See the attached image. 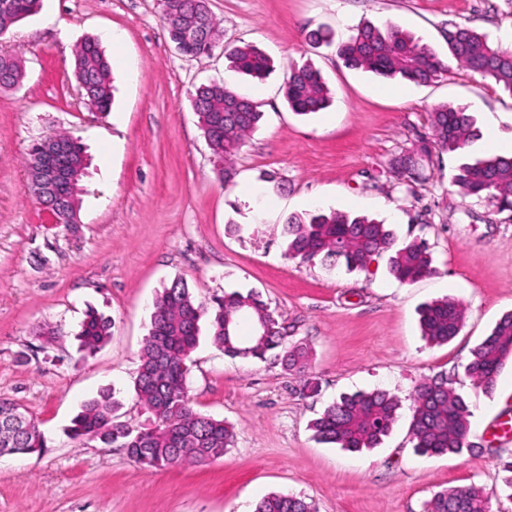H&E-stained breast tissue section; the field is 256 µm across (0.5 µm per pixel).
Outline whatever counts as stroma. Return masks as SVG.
Returning <instances> with one entry per match:
<instances>
[{
	"label": "stroma",
	"mask_w": 512,
	"mask_h": 512,
	"mask_svg": "<svg viewBox=\"0 0 512 512\" xmlns=\"http://www.w3.org/2000/svg\"><path fill=\"white\" fill-rule=\"evenodd\" d=\"M220 23L211 55L182 56L158 0H43L41 11L0 36L26 77L0 93V398L24 405L47 438L41 454L0 457V512H251L284 492L315 512H423L442 490L476 487L487 512H512V444L489 429L512 410V362L494 386L465 374L474 347L512 311V212L462 197L461 163L512 155V94L462 69L445 32L459 24L512 50V0H209ZM396 26L429 45L447 70L434 82L386 81L346 68L336 40L352 28ZM124 40L113 47V32ZM99 38L112 65L114 103L86 107L72 51ZM250 43L274 62L257 81L229 66L225 50ZM318 68L333 91L324 111L289 112L282 86L291 64ZM229 81L264 116L231 163L211 153L192 107L201 84ZM467 107L479 137L467 153L431 143V113ZM64 132L86 148L75 224L53 223L32 197L30 145ZM428 158H420L421 146ZM417 157L422 178L398 176L395 158ZM365 215L398 240H426L434 272L411 285L387 257L367 269L325 268L289 257L282 227L314 209ZM200 298L258 293L309 349L305 374L224 356L201 336L191 355L195 408L231 423L236 445L205 465L146 469L119 448L70 439L81 404L115 390L119 421L146 414L133 390L151 303L174 279ZM451 298L466 307L448 344L421 336L419 311ZM111 318L94 353L74 334L87 308ZM60 334L44 344L42 328ZM447 374L469 408L462 453L421 456L409 406L427 377ZM384 389L400 402L390 434L350 452L317 440L311 423L341 395Z\"/></svg>",
	"instance_id": "1"
}]
</instances>
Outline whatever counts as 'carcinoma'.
Segmentation results:
<instances>
[{
    "instance_id": "obj_1",
    "label": "carcinoma",
    "mask_w": 512,
    "mask_h": 512,
    "mask_svg": "<svg viewBox=\"0 0 512 512\" xmlns=\"http://www.w3.org/2000/svg\"><path fill=\"white\" fill-rule=\"evenodd\" d=\"M187 13L202 16L207 32H218V22L207 0H182ZM40 0H0V30L34 14ZM448 51L465 70L489 77L512 94V50L489 41L486 35L464 25L448 27ZM336 53L350 68L363 69L386 79L418 84L433 81L446 70L431 48L410 32L390 27L381 30L366 24L355 28ZM226 58L231 68L253 79H264L270 58L251 44L236 46ZM73 72L82 98L93 111L105 114L112 106V71L99 41L87 37L73 50ZM25 73L13 54L0 53V89L19 87ZM288 109L308 115L326 109L332 90L319 70L310 64L293 65L282 87ZM239 98L232 110L224 98ZM196 112L211 152L222 160L234 156L263 117L260 105L237 96L220 83L198 86L193 96ZM478 136L474 117L463 108L441 105L432 112V138L450 152L465 150ZM70 143L67 161L77 176L71 187L70 217L79 212V184L83 177L82 146L65 134ZM41 141L27 154L31 192L39 188ZM465 198H486L501 211L512 209V157H478L462 164L454 178ZM288 254L302 261L319 259L330 268L349 270L367 267L375 256L388 255L389 271L403 285H412L432 274V259L421 241L399 242L385 225L363 215L326 213L316 209L307 217H292L283 227ZM250 323L266 328L262 337L240 334V314ZM466 307L457 300L442 299L419 311L421 335L431 344H446L461 330ZM209 321L213 344L232 359L279 364L285 370L305 373L307 351L288 344L287 327L260 295L231 292L196 300L188 284L173 280L154 302L148 338L141 350L134 381L138 402L149 414V424L131 428L117 420L118 401L110 394L85 402L71 420L70 435L89 438L105 448H120L134 463L147 468L175 464H210L234 447V427L222 419L194 409L188 394L187 362L200 339V323ZM112 320L90 309L77 333L81 346L92 352L111 336ZM512 361V312L503 315L472 351L466 374L478 388L494 386L503 366ZM399 401L384 390L345 394L328 404L312 423L316 437L351 452L371 450L381 444L397 418ZM410 431L414 448L421 455L459 453L469 430L468 408L440 374L422 382L410 406ZM45 436L35 419L18 402L0 398V457L40 454ZM253 512H313L304 499L285 493H270ZM424 512H486V497L475 487H453L436 493Z\"/></svg>"
}]
</instances>
